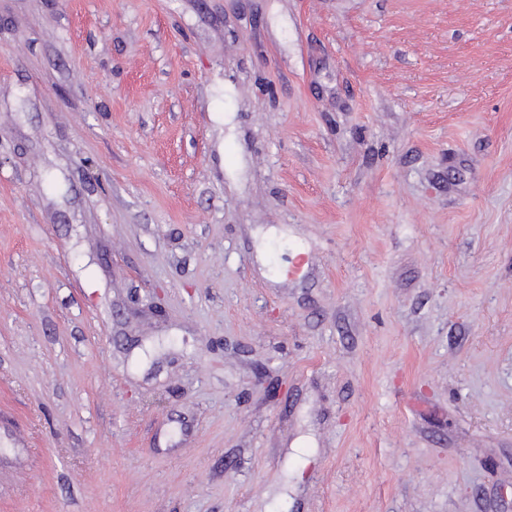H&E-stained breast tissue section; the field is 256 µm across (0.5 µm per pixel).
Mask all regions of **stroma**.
<instances>
[{"label":"stroma","mask_w":512,"mask_h":512,"mask_svg":"<svg viewBox=\"0 0 512 512\" xmlns=\"http://www.w3.org/2000/svg\"><path fill=\"white\" fill-rule=\"evenodd\" d=\"M0 512H512V0H0Z\"/></svg>","instance_id":"stroma-1"}]
</instances>
